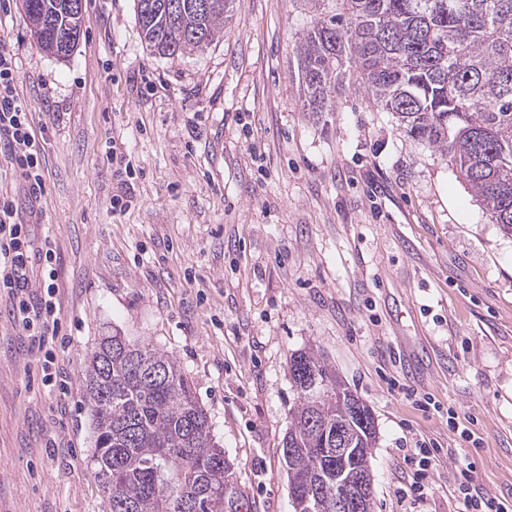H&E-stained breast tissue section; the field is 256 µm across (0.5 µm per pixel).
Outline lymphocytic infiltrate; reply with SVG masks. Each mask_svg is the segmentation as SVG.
<instances>
[{"instance_id":"f902f5d3","label":"lymphocytic infiltrate","mask_w":512,"mask_h":512,"mask_svg":"<svg viewBox=\"0 0 512 512\" xmlns=\"http://www.w3.org/2000/svg\"><path fill=\"white\" fill-rule=\"evenodd\" d=\"M19 77L10 52L0 47V147L26 181L31 194H40L45 158L36 138L31 112L17 92ZM54 250L44 246L33 258L26 224L12 201L0 196V297H7L14 323L28 338L27 350L39 357L44 386L65 388L50 349L59 330L61 306L53 284Z\"/></svg>"}]
</instances>
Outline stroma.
Masks as SVG:
<instances>
[{
  "label": "stroma",
  "mask_w": 512,
  "mask_h": 512,
  "mask_svg": "<svg viewBox=\"0 0 512 512\" xmlns=\"http://www.w3.org/2000/svg\"><path fill=\"white\" fill-rule=\"evenodd\" d=\"M83 5L65 59L33 43L22 0L0 8L46 161L39 213L1 153L0 193L52 242L69 381L44 388L0 314V512H106L81 377L115 330L176 358L257 512H292L288 361L309 347L375 415L374 512H460L469 465L512 504V236L361 92L302 111L308 0H233L224 38L176 60L151 54L135 0ZM422 439L439 462L415 502L400 449Z\"/></svg>",
  "instance_id": "1"
}]
</instances>
